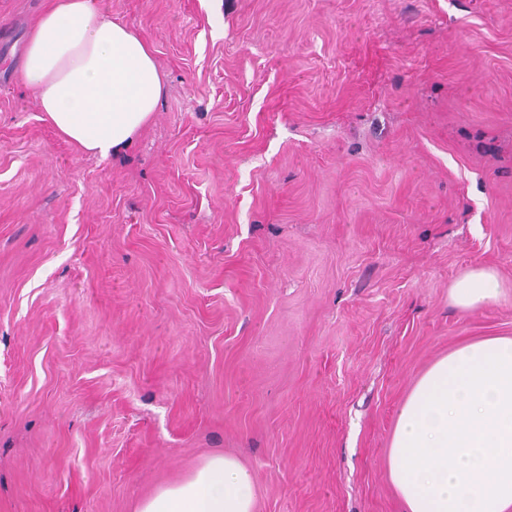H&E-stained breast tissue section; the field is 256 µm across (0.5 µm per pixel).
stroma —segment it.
I'll list each match as a JSON object with an SVG mask.
<instances>
[{
    "mask_svg": "<svg viewBox=\"0 0 512 512\" xmlns=\"http://www.w3.org/2000/svg\"><path fill=\"white\" fill-rule=\"evenodd\" d=\"M41 4L0 0V512H137L213 454L255 512H404L414 383L512 336V0H103L165 82L106 160L18 75ZM504 290V282L495 270L479 266L455 281L451 297L460 310L473 312L497 302Z\"/></svg>",
    "mask_w": 512,
    "mask_h": 512,
    "instance_id": "1",
    "label": "stroma"
}]
</instances>
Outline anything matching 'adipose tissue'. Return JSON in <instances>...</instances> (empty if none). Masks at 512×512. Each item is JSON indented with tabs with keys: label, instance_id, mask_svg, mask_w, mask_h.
<instances>
[{
	"label": "adipose tissue",
	"instance_id": "ef3b65f1",
	"mask_svg": "<svg viewBox=\"0 0 512 512\" xmlns=\"http://www.w3.org/2000/svg\"><path fill=\"white\" fill-rule=\"evenodd\" d=\"M21 80L58 133L108 158L146 128L164 93L152 45L95 0H44L26 33ZM498 273L479 266L451 288L462 311L499 300ZM406 512H512V337L461 344L415 382L389 448ZM255 478L213 455L144 499L137 512H254Z\"/></svg>",
	"mask_w": 512,
	"mask_h": 512
}]
</instances>
